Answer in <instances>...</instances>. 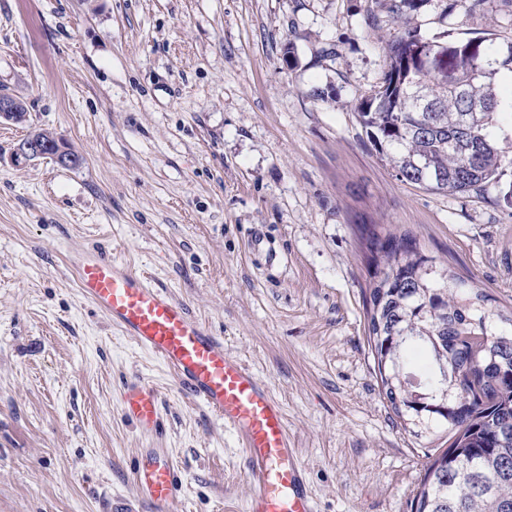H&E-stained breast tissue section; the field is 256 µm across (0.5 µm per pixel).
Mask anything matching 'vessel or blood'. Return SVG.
<instances>
[{"mask_svg":"<svg viewBox=\"0 0 512 512\" xmlns=\"http://www.w3.org/2000/svg\"><path fill=\"white\" fill-rule=\"evenodd\" d=\"M70 268L84 299L167 366L182 391L236 431L249 456L247 512H317L280 404L247 366L225 352L223 337L192 318L166 289L112 256L78 251ZM121 409L143 433H164L160 396L150 382H126ZM134 486L151 512H174L182 472L164 449L145 448L134 467Z\"/></svg>","mask_w":512,"mask_h":512,"instance_id":"1","label":"vessel or blood"}]
</instances>
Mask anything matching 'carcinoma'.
<instances>
[{"instance_id":"obj_1","label":"carcinoma","mask_w":512,"mask_h":512,"mask_svg":"<svg viewBox=\"0 0 512 512\" xmlns=\"http://www.w3.org/2000/svg\"><path fill=\"white\" fill-rule=\"evenodd\" d=\"M424 0H391L404 18L385 52L382 85L358 106L381 161L403 180L466 193L504 176L499 116L512 110L497 81L512 44L422 37L407 14ZM370 252L364 307L381 393L404 429L448 432L432 455L413 512H512V310L436 266L407 231L363 226Z\"/></svg>"}]
</instances>
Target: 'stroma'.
<instances>
[{
	"mask_svg": "<svg viewBox=\"0 0 512 512\" xmlns=\"http://www.w3.org/2000/svg\"><path fill=\"white\" fill-rule=\"evenodd\" d=\"M427 37L512 43V0H426ZM401 32L390 0H0V512H148L131 476L164 448L176 512H244L234 430L85 302L74 250L164 286L281 403L318 512H411L434 440L384 400L367 342L359 227L406 230L512 308V166L467 193L382 162L357 106ZM46 129L84 158L14 164ZM158 389L166 434L120 414Z\"/></svg>",
	"mask_w": 512,
	"mask_h": 512,
	"instance_id": "1",
	"label": "stroma"
}]
</instances>
